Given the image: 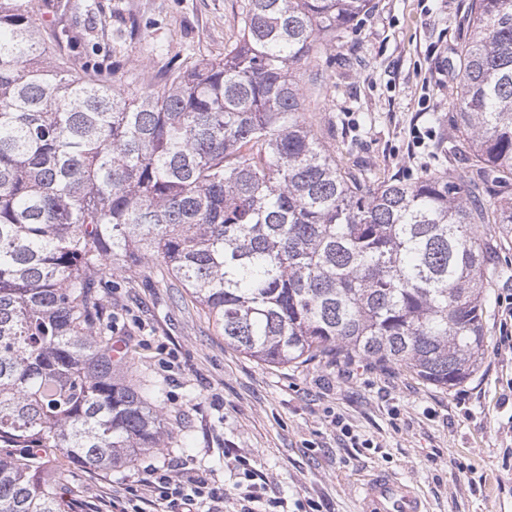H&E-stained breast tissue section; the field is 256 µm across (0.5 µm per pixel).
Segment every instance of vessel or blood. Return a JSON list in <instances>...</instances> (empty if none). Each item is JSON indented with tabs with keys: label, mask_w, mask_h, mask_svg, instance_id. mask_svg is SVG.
Listing matches in <instances>:
<instances>
[{
	"label": "vessel or blood",
	"mask_w": 512,
	"mask_h": 512,
	"mask_svg": "<svg viewBox=\"0 0 512 512\" xmlns=\"http://www.w3.org/2000/svg\"><path fill=\"white\" fill-rule=\"evenodd\" d=\"M362 512H425L414 486L388 473H376L359 488Z\"/></svg>",
	"instance_id": "obj_1"
}]
</instances>
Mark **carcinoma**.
I'll return each mask as SVG.
<instances>
[{"mask_svg": "<svg viewBox=\"0 0 512 512\" xmlns=\"http://www.w3.org/2000/svg\"><path fill=\"white\" fill-rule=\"evenodd\" d=\"M369 2L242 0L224 55L126 92L52 55L37 0H0V512H70L45 448L110 472L165 445L162 389L112 356L116 263L160 262L265 364L479 369L512 242V0H471L456 70L485 198L446 172L368 181L307 124L296 71Z\"/></svg>", "mask_w": 512, "mask_h": 512, "instance_id": "cac0c4a2", "label": "carcinoma"}]
</instances>
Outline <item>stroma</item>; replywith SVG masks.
<instances>
[{
	"label": "stroma",
	"mask_w": 512,
	"mask_h": 512,
	"mask_svg": "<svg viewBox=\"0 0 512 512\" xmlns=\"http://www.w3.org/2000/svg\"><path fill=\"white\" fill-rule=\"evenodd\" d=\"M78 15L43 0L40 23L70 62L95 43L101 74L130 90L198 57L223 55L238 35L240 0H77ZM469 0H371L328 48L323 72L301 71L304 116L320 141L356 173L413 182L453 169L468 187L484 181L468 153L448 155L456 134V49L468 36ZM90 28L88 41L62 31ZM490 276L480 368L454 387L395 366L311 361L271 366L224 342L185 288L157 262L112 268L107 303L113 340L133 377L163 386L172 443L128 469L104 473L67 460L62 494L72 512H112L146 468L201 475L227 490L235 456L249 454L266 494L288 512H361L357 486L378 471L410 482L427 512H512V353L499 350V298L512 293V249ZM342 415L369 448L331 424Z\"/></svg>",
	"instance_id": "obj_1"
}]
</instances>
